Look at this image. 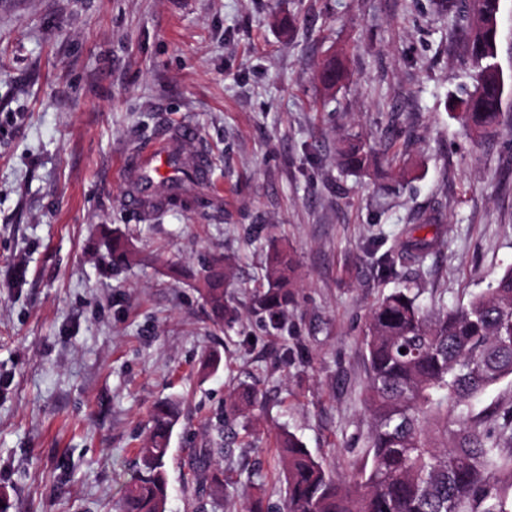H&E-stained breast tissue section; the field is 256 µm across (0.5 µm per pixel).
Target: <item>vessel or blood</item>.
Returning a JSON list of instances; mask_svg holds the SVG:
<instances>
[{
  "instance_id": "obj_1",
  "label": "vessel or blood",
  "mask_w": 512,
  "mask_h": 512,
  "mask_svg": "<svg viewBox=\"0 0 512 512\" xmlns=\"http://www.w3.org/2000/svg\"><path fill=\"white\" fill-rule=\"evenodd\" d=\"M196 130L186 124L176 129L160 143L138 151L130 160L125 171L131 183V190L124 198L126 205L142 212L151 211L153 200L150 196L151 186L143 180L144 174H162L165 182L178 181L180 170L174 164L175 155L182 153L183 143L193 140Z\"/></svg>"
}]
</instances>
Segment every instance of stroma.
<instances>
[{
    "instance_id": "obj_1",
    "label": "stroma",
    "mask_w": 512,
    "mask_h": 512,
    "mask_svg": "<svg viewBox=\"0 0 512 512\" xmlns=\"http://www.w3.org/2000/svg\"><path fill=\"white\" fill-rule=\"evenodd\" d=\"M457 13L436 0H0V503L6 512H113L150 412L182 419L166 460L167 512H197L187 454L223 446L219 512L261 493L282 512L280 429L336 479H357L370 416V307L415 281L455 307L512 266V0H500L505 83L497 134H465L472 67ZM343 54L334 91L315 72ZM204 151L206 208L128 209L123 171L181 124ZM356 134L373 162L342 171ZM433 216L423 263L383 272L407 224ZM122 231L131 263L101 241ZM298 261L286 336L248 296L268 240ZM235 260L239 320L215 327L197 277ZM221 362L199 373L205 352ZM263 397L230 415L239 382Z\"/></svg>"
}]
</instances>
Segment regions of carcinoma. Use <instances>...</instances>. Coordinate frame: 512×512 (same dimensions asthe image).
Masks as SVG:
<instances>
[{"label": "carcinoma", "instance_id": "carcinoma-1", "mask_svg": "<svg viewBox=\"0 0 512 512\" xmlns=\"http://www.w3.org/2000/svg\"><path fill=\"white\" fill-rule=\"evenodd\" d=\"M474 67L473 90L463 101V127L480 136L501 124L504 82L496 62L500 0H461ZM347 74L345 58L327 57L316 78L326 91L337 88ZM341 164L365 169L366 144L346 139L338 148ZM195 182L190 167H182L178 183L160 193L167 208L204 203L190 198ZM431 222L420 215L407 231L398 252L379 262L388 273L407 260L421 263L436 239L416 236ZM111 265L131 261L122 235L104 242ZM296 263L288 251L270 243L264 283L249 297V309L277 334L285 329L288 307L295 304ZM233 266L230 258L214 255L201 277L202 297L212 320L233 326L237 309L229 302ZM420 293L406 284L382 297L370 309L362 344L368 363L364 402L373 420L369 436L370 465L359 479H334L291 432L277 438L284 474L285 512H512V407L476 413L472 402L505 379H512V267L495 285L465 305L427 310ZM405 352H400V349ZM260 402L249 385L238 386L232 412L244 413ZM179 403H157L149 437L139 450V466L125 484L116 512H166L168 480L165 460ZM222 448H194L188 458L197 494L217 501L229 478L212 462Z\"/></svg>", "mask_w": 512, "mask_h": 512}]
</instances>
